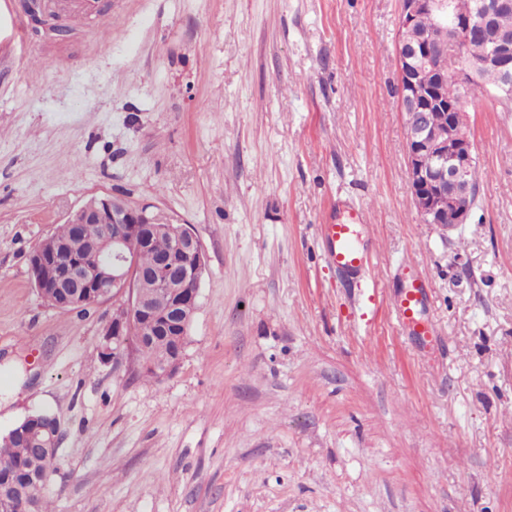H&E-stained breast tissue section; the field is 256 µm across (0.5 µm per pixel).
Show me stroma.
I'll list each match as a JSON object with an SVG mask.
<instances>
[{
    "label": "stroma",
    "instance_id": "obj_1",
    "mask_svg": "<svg viewBox=\"0 0 512 512\" xmlns=\"http://www.w3.org/2000/svg\"><path fill=\"white\" fill-rule=\"evenodd\" d=\"M0 44V434L61 422L54 512H512V112L469 95L467 223H424L395 87L401 0H97ZM207 256L176 372L101 360L113 304L28 256L90 200ZM378 239L342 277L337 202ZM409 259L433 340L392 303ZM348 221L331 219L319 228L324 239L326 261L347 279H361L369 269L372 237L364 212L347 206Z\"/></svg>",
    "mask_w": 512,
    "mask_h": 512
}]
</instances>
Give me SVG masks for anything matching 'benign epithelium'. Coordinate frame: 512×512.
I'll use <instances>...</instances> for the list:
<instances>
[{
    "label": "benign epithelium",
    "instance_id": "benign-epithelium-1",
    "mask_svg": "<svg viewBox=\"0 0 512 512\" xmlns=\"http://www.w3.org/2000/svg\"><path fill=\"white\" fill-rule=\"evenodd\" d=\"M478 8L476 16L451 22L447 0H402L397 100L406 126L411 196L427 224L441 223L449 210L455 212L457 223H466L476 192L478 158L473 141L458 135L460 127L470 121L464 98L448 103V121L435 123L429 112L434 99L422 82L423 72L430 71L442 83L453 81L466 92L481 88L477 75L485 69H495L505 82L512 81V39L478 54L471 49L473 32L486 27L497 12L511 9L512 0H480ZM421 12L433 14L434 25L414 36L412 25ZM68 223L79 234L91 225L97 227L98 249L77 252L52 235L40 242L29 256L32 283L39 294L60 309H82L106 299L121 303L122 310L103 333V360H121L127 348L126 325L136 320L148 336L161 330L171 336L162 375L175 372L197 311L205 271V250L194 230L180 225L171 253L146 274L138 265V254L151 226L162 223L159 215L105 196L86 203ZM146 277L157 288L149 296L141 291ZM13 433L36 447L46 460L56 461L61 436L58 418L27 416Z\"/></svg>",
    "mask_w": 512,
    "mask_h": 512
}]
</instances>
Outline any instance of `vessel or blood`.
Listing matches in <instances>:
<instances>
[{
	"label": "vessel or blood",
	"instance_id": "vessel-or-blood-1",
	"mask_svg": "<svg viewBox=\"0 0 512 512\" xmlns=\"http://www.w3.org/2000/svg\"><path fill=\"white\" fill-rule=\"evenodd\" d=\"M326 250V261L345 278L357 280L369 269L372 254V237L362 210L349 207L347 221L336 219L320 227ZM426 294L424 283L411 284L394 301V316L399 326L422 336H429L432 325L423 318Z\"/></svg>",
	"mask_w": 512,
	"mask_h": 512
}]
</instances>
